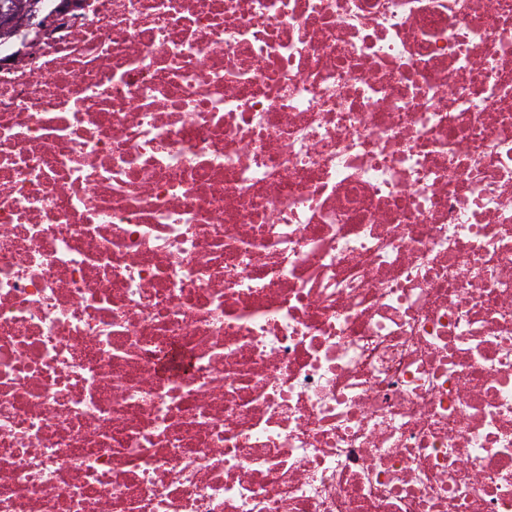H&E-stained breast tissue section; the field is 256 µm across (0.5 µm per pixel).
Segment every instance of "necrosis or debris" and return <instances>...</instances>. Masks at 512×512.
<instances>
[{"label":"necrosis or debris","mask_w":512,"mask_h":512,"mask_svg":"<svg viewBox=\"0 0 512 512\" xmlns=\"http://www.w3.org/2000/svg\"><path fill=\"white\" fill-rule=\"evenodd\" d=\"M0 512H512V0L0 36Z\"/></svg>","instance_id":"obj_1"}]
</instances>
